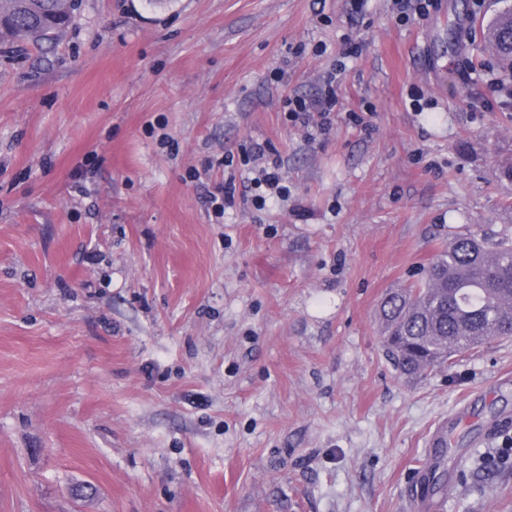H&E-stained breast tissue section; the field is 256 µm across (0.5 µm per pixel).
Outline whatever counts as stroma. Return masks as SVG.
<instances>
[{"label": "stroma", "mask_w": 512, "mask_h": 512, "mask_svg": "<svg viewBox=\"0 0 512 512\" xmlns=\"http://www.w3.org/2000/svg\"><path fill=\"white\" fill-rule=\"evenodd\" d=\"M434 2L79 0L0 47V512H424L438 457L441 512H512V469L459 467L512 446V339L409 379L380 334L452 233L512 222L479 35L512 0ZM331 73L307 139L283 101ZM254 142L290 189L261 209L224 166ZM432 0H394L393 8L396 10V18L402 25L410 23L417 17L419 20L430 15Z\"/></svg>", "instance_id": "35a3bbf8"}]
</instances>
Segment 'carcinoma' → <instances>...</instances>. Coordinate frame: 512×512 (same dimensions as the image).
<instances>
[{
	"label": "carcinoma",
	"mask_w": 512,
	"mask_h": 512,
	"mask_svg": "<svg viewBox=\"0 0 512 512\" xmlns=\"http://www.w3.org/2000/svg\"><path fill=\"white\" fill-rule=\"evenodd\" d=\"M77 0H0V44L52 47ZM485 40L512 70V10L486 26ZM512 227L453 235L421 278L380 304L387 353L403 375L451 365L493 338L512 336Z\"/></svg>",
	"instance_id": "carcinoma-1"
}]
</instances>
